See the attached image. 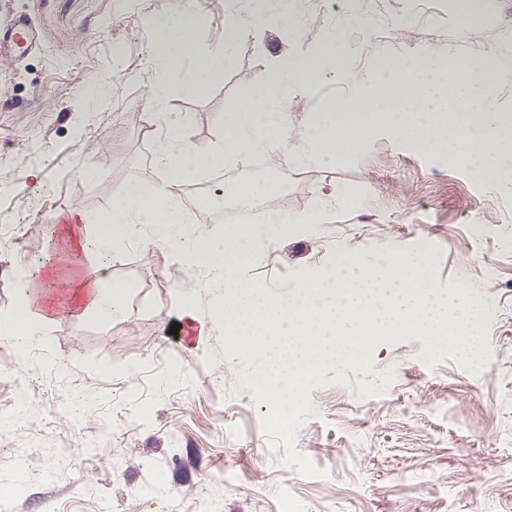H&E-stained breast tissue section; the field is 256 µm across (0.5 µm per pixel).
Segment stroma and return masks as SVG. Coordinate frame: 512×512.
<instances>
[{
    "label": "stroma",
    "instance_id": "35a3bbf8",
    "mask_svg": "<svg viewBox=\"0 0 512 512\" xmlns=\"http://www.w3.org/2000/svg\"><path fill=\"white\" fill-rule=\"evenodd\" d=\"M473 9L483 24L469 29ZM351 10L350 0L306 13L294 0H0V24L24 14L38 36L0 61V229L12 241L0 247V313L15 307L21 270L70 256L60 214L97 216L130 186L150 193L164 181L153 85H168L171 112L208 144L279 57L332 43L339 57L285 93L287 146L271 141L226 166L238 180L277 181L271 218L295 219L255 244L237 276L286 299L344 256L367 268L426 257L442 295L465 281L482 301L478 357L437 349L417 329L382 333L361 362L333 359L298 386L295 405L277 407L247 372L260 352L239 351L214 316L206 274L145 248L135 226L112 250L113 281L131 286L121 315L73 316L65 285L43 271L54 302L32 349L43 372L20 367L0 336V367L22 381L0 382V415L21 400L30 409L0 430L14 512H281L286 499L292 512H512V188L388 127L349 154L300 159L318 113L424 57H494L491 97L512 114V0H380L377 37ZM186 11L196 54L225 48L222 80L205 87L190 64L154 58L153 19ZM228 12L255 36L227 41ZM312 212L316 223H299ZM187 299L204 339L182 322ZM74 390L90 403L80 417Z\"/></svg>",
    "mask_w": 512,
    "mask_h": 512
}]
</instances>
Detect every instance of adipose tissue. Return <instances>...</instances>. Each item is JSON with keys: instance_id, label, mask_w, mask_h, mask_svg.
<instances>
[{"instance_id": "obj_1", "label": "adipose tissue", "mask_w": 512, "mask_h": 512, "mask_svg": "<svg viewBox=\"0 0 512 512\" xmlns=\"http://www.w3.org/2000/svg\"><path fill=\"white\" fill-rule=\"evenodd\" d=\"M194 19L184 14L176 24L156 23L155 47L172 68L192 59L198 84L220 80L224 50L215 48L199 56L193 52ZM334 45H325L320 58L281 57L267 84L252 89L239 112L224 121V134L216 142L192 143L177 118L157 145V157L166 178L153 193L130 188L97 217L77 213L65 225L74 256L64 281L72 310L79 315L109 317L122 311L126 288L104 287L114 242L135 224L147 225L148 244L170 250L195 267L212 272L208 286L215 294V310L229 325V336L266 349V362L250 371L266 389L296 387L299 379L314 377L333 355L360 360L363 336L388 329L400 333L415 327L429 332L434 343L453 338L463 346L477 338L482 302L464 294L444 301L419 271L418 261L402 256L380 270H362L350 259L337 269L314 277L296 296L281 300L238 282L234 274L249 260L250 252L238 232L214 241L203 229L183 223L176 193L189 177L203 170L223 168L225 161L257 149L266 142L288 141V108L281 98L285 84L314 70L319 59L332 57ZM497 76L493 58L457 70L426 60L417 70H398L390 77L363 86L358 95L322 113L308 131L311 159L348 154L368 131L385 123L420 147L448 151L453 160L471 167L474 174L512 184L503 158L512 152L504 141L499 111L487 95ZM36 278L25 274L14 311L0 318L8 325L7 339L19 359H26L48 321L33 309ZM299 332L306 343L290 341Z\"/></svg>"}]
</instances>
